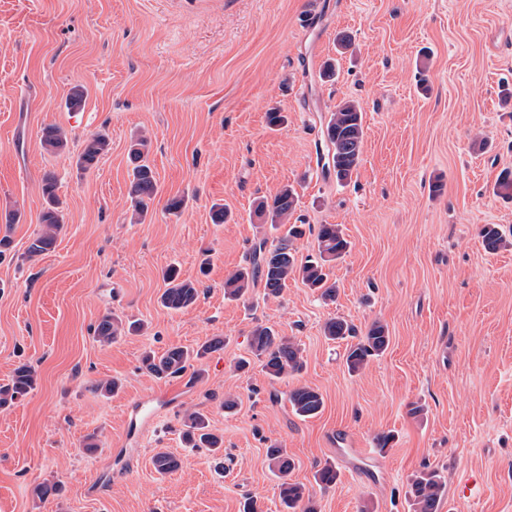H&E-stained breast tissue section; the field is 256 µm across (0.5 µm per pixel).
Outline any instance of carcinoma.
I'll return each mask as SVG.
<instances>
[{
	"label": "carcinoma",
	"mask_w": 512,
	"mask_h": 512,
	"mask_svg": "<svg viewBox=\"0 0 512 512\" xmlns=\"http://www.w3.org/2000/svg\"><path fill=\"white\" fill-rule=\"evenodd\" d=\"M325 137L329 143L327 168L333 170L336 181L344 183L352 178L361 163L364 140L363 110L356 100H345L336 105L327 120ZM42 147L49 152H60L67 148L68 139L62 127L49 124L42 130ZM110 140L106 133L98 132L89 137L77 155V167L89 172L97 168L102 157L108 152ZM149 141L145 137L136 139L130 146L129 159L132 164L129 197L137 219L146 218L150 203L158 192L155 172L148 160ZM57 182L52 174L43 180V194L46 207L41 215L42 230L34 236L27 247L30 257L47 253L55 248L64 223L61 201L56 194ZM298 203V196L290 186H285L271 197L260 199L255 208L259 219L270 222L272 229L282 226L288 229L278 243L270 248L261 242L254 246L250 266L233 273L224 284V295L238 299L249 293L255 284L263 283L265 295L278 297L286 287L288 280L296 277L311 289L321 291V298L334 300L336 287L328 283L326 266L340 259L347 251L349 242L337 224H321L316 233L317 256L297 264L292 252V240L303 235L297 224H288ZM485 248L496 252L506 246L502 234L494 224H487L481 230ZM163 279L166 288L160 296L163 307L173 311H183L196 304L199 288L188 280L180 278L175 268L168 269ZM143 329V324H128L117 317L106 314L101 317L94 328L97 340L110 345L126 334H135ZM324 334L330 340L358 338L350 345L345 354V364L351 373L362 370L369 359L382 354L389 344L386 325L375 322L366 333L359 337L355 327L341 317L329 319L324 325ZM224 349V339L211 338L197 348L189 350L173 347L161 354L153 351L142 357V370L157 377H180L188 370H193L197 378L202 370L195 364L208 355ZM249 352L260 363L265 374L272 380L285 374L302 371L304 362L301 349L292 339L279 335L269 326H256L250 336ZM37 374L28 363L19 364L7 384L0 385V408L15 403L27 395L36 385ZM288 401L294 413L302 418H310L321 413L324 405L322 395L315 389L301 385L288 393ZM183 439L193 448H205L213 454L224 451V438L213 432L208 418L199 412H190L183 420ZM266 460L270 471L279 479L280 499L288 512H317L312 500L306 499L303 485L288 479L293 467L286 449L276 443L266 448ZM155 470L170 474L177 470L178 461L167 452H159L153 458ZM444 483L435 470H422L416 474L411 483L412 512H438L442 500Z\"/></svg>",
	"instance_id": "carcinoma-1"
}]
</instances>
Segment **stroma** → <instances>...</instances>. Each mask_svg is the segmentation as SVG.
<instances>
[{
  "label": "stroma",
  "mask_w": 512,
  "mask_h": 512,
  "mask_svg": "<svg viewBox=\"0 0 512 512\" xmlns=\"http://www.w3.org/2000/svg\"><path fill=\"white\" fill-rule=\"evenodd\" d=\"M305 3L0 0V237L12 241L0 258V383L21 361L38 373L0 408V512H242L249 497L284 512L272 443L318 512H411L410 479L426 467L444 483L439 512H512V199L494 191L512 169V0H323L311 29ZM340 33L351 39L342 53ZM329 59L337 75L325 83ZM76 86L85 97L72 114ZM344 99L361 104L365 136L340 184L317 150ZM273 107L287 118L277 128ZM49 124L65 130L64 151L42 148ZM100 131L110 149L82 172L76 156ZM139 133L159 185L141 224L128 196ZM49 173L64 230L31 259ZM286 185L305 230L297 260L314 254L322 224L341 225L350 243L330 272L335 301L298 279L276 298L258 285L228 299L224 283L253 246L280 238L254 208ZM174 197L186 205L171 214ZM486 224L510 246L487 252ZM170 267L200 290L187 310L159 301ZM108 313L148 328L100 345L93 329ZM336 316L361 334L388 329L387 350L361 372L348 371L346 342L323 333ZM258 324L294 338L300 374L272 381L256 361L237 370ZM213 337L223 350L179 392L140 368L146 349ZM107 379L120 382L109 397L96 390ZM302 384L323 396L315 417L288 402ZM164 393L158 425L120 445L131 405ZM188 411L223 435V459L185 443ZM382 433L393 436L383 451ZM159 451L179 470L158 474ZM327 464L338 478L323 486L315 473ZM54 483L59 495H36Z\"/></svg>",
  "instance_id": "stroma-1"
}]
</instances>
